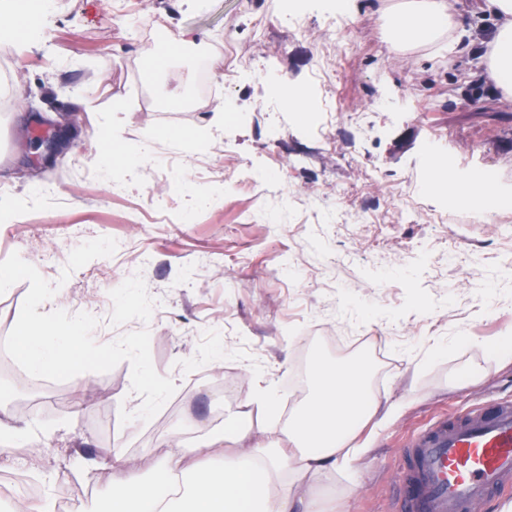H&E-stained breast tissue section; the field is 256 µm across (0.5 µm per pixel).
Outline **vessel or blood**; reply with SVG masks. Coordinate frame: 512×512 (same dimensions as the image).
Instances as JSON below:
<instances>
[{
	"label": "vessel or blood",
	"mask_w": 512,
	"mask_h": 512,
	"mask_svg": "<svg viewBox=\"0 0 512 512\" xmlns=\"http://www.w3.org/2000/svg\"><path fill=\"white\" fill-rule=\"evenodd\" d=\"M408 448L398 512H483L512 493V402L438 419Z\"/></svg>",
	"instance_id": "obj_1"
}]
</instances>
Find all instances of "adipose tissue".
<instances>
[{
  "label": "adipose tissue",
  "instance_id": "obj_1",
  "mask_svg": "<svg viewBox=\"0 0 512 512\" xmlns=\"http://www.w3.org/2000/svg\"><path fill=\"white\" fill-rule=\"evenodd\" d=\"M483 12L498 27L486 54V73L512 98V0H482ZM386 40L393 50L431 46L442 37L461 42L466 31L448 0H402L385 14ZM371 367L316 361L309 393L287 422L274 416V390L264 385L230 419L219 469L185 465L186 451L175 439L159 453L155 476L131 473L130 462L114 454V467L129 479L113 494L110 512H325L314 490L325 474L344 466L352 443L367 424L395 412L369 386ZM262 442L249 444L253 429Z\"/></svg>",
  "mask_w": 512,
  "mask_h": 512
}]
</instances>
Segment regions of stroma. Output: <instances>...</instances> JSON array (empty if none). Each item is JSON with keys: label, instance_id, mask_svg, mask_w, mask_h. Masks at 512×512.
Here are the masks:
<instances>
[{"label": "stroma", "instance_id": "stroma-1", "mask_svg": "<svg viewBox=\"0 0 512 512\" xmlns=\"http://www.w3.org/2000/svg\"><path fill=\"white\" fill-rule=\"evenodd\" d=\"M397 2L354 0L339 15L324 0H56L22 19L38 45L0 36V196L20 203L0 221V261L19 253L54 283L75 247L114 238L112 256L75 270L41 310L92 314L99 343L148 329L155 370L177 386L150 421L124 425L121 411L142 402L129 362L47 382L30 409L13 405L19 383L0 379V426L44 431L0 457V481L22 472L52 502L66 484L77 512H107L121 479L114 450L150 475L172 435L187 448L223 435L215 408L232 413L253 395V371L285 416L315 358L365 357L373 389L399 411L366 426L362 455L318 491L336 512H394L415 431L512 400V217L449 209L426 165L433 149L450 179L487 176L512 191V100L472 51L497 21L479 0H453L467 32L455 51L398 54L382 31ZM154 25L198 39L153 83L140 50ZM212 59L235 106L220 130L196 85ZM270 72L308 90L321 131L281 108ZM184 90L196 111L167 102ZM69 112L75 140L45 162L36 138ZM115 116L122 146L148 155L118 192L94 161ZM269 165L275 182L243 183Z\"/></svg>", "mask_w": 512, "mask_h": 512}]
</instances>
